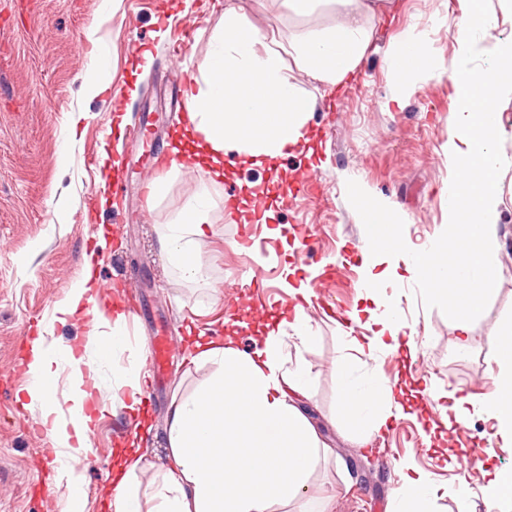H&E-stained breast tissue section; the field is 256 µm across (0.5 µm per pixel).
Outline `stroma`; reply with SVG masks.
Returning a JSON list of instances; mask_svg holds the SVG:
<instances>
[{
    "mask_svg": "<svg viewBox=\"0 0 512 512\" xmlns=\"http://www.w3.org/2000/svg\"><path fill=\"white\" fill-rule=\"evenodd\" d=\"M213 0H0V512H61L62 499L41 497L54 473L41 463L47 448L38 408L27 405L30 378L23 365L27 334L52 326L61 343L80 345L98 335L76 319L51 325L55 303L97 252L98 277L111 284L113 312L127 314L129 348L124 361L156 327H165L163 375L145 391L149 431L138 432L129 414L108 415L91 439V450L75 466L91 512L116 470V454L138 439L140 447L163 445L167 408L207 379L210 367L192 363L199 336L219 329L241 349L253 352L271 313H294L298 298L289 285L306 276L301 240L313 237L322 261L316 288L304 312L318 342L300 357L311 373L308 412L323 430L334 458L320 464L311 491L330 499L331 512H399L402 476L417 473L436 489L432 512H458L457 487L467 479L472 512H483L488 474L512 471V453L501 450L494 421L473 412L469 425L456 424L453 397H480L497 371L490 333L512 325V167L498 181L502 198L497 222L500 248L497 283L485 311L471 324L475 342L467 354L454 350V321L426 307L404 268L382 266L378 277L386 302L404 322L395 347L368 359L353 347L376 327L361 250L366 233L346 194L355 180L386 201L404 221V236L423 245L447 221L451 172L445 146L457 104L449 79L457 54L459 0H395L393 14L367 20L371 46L355 78L335 91L295 73L316 100L308 147L294 148L273 164H255L232 154L225 176L208 169L144 166L146 144L119 139L120 120L149 116L163 143L176 137L181 121L161 109V88L182 75L198 74L213 31L223 18ZM248 20L288 42L312 28L334 25L326 8L307 18L288 13L281 0H222ZM98 25V43L87 31ZM191 30L183 45V30ZM425 41L437 67L435 77L416 85L394 104L398 89L387 65L391 44L404 33ZM151 64H144L143 52ZM104 69L122 91L113 112L111 91L88 96L86 77ZM119 149L121 170L145 182L161 178V194L139 203L100 202L99 179H113L106 150ZM314 178L312 193L291 196L294 178ZM276 187L279 198L270 224H243L227 206V191ZM212 199L210 226L202 248L206 278L189 282L169 265L158 236L184 202L200 190ZM268 239L267 248L242 255L245 234ZM266 278L257 298L238 292L253 271ZM358 314L349 324L336 310ZM351 362L357 377L370 369L393 382L400 411L389 428L361 439L339 430L338 359Z\"/></svg>",
    "mask_w": 512,
    "mask_h": 512,
    "instance_id": "35a3bbf8",
    "label": "stroma"
}]
</instances>
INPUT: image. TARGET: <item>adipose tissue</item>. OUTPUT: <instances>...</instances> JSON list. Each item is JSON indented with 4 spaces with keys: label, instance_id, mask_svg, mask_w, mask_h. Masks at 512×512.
I'll use <instances>...</instances> for the list:
<instances>
[{
    "label": "adipose tissue",
    "instance_id": "1",
    "mask_svg": "<svg viewBox=\"0 0 512 512\" xmlns=\"http://www.w3.org/2000/svg\"><path fill=\"white\" fill-rule=\"evenodd\" d=\"M298 17L320 5L336 9L333 26L304 32L284 44L251 23L236 8L224 11L212 36L211 50L194 82L188 112L194 143L183 157L185 167H214L235 152L252 160L276 157L304 141L314 100L288 74V66L330 87L347 83L370 47L364 21L390 8L392 0H282ZM389 68L400 95L435 75L426 45L403 37L391 47ZM208 191L188 199L164 226L159 242L170 265L188 281L203 276L200 260L211 209ZM96 253L84 259V270L54 306L52 323L76 318L97 300L99 285L92 270ZM124 315L113 321L112 334L93 353L75 355L73 347L45 336L34 337L26 357L31 384L30 405L39 407L46 438L64 457L58 481L83 483L72 462L87 455L96 429L99 404L93 391L112 390V408L140 409L144 375L141 366H123L126 349ZM498 372L478 405L495 421L502 449L512 448V331L489 338ZM316 342L304 311L288 329L261 336L253 353L242 352L233 339L215 333L197 344L193 359L210 364L212 375L189 395L173 398L165 425L163 464L148 460L142 449L125 456L112 483L114 512H280L299 502L300 512H328L310 495L312 475L331 450L300 405L311 388L310 371L292 362L291 350H309ZM341 377L340 428L362 437L385 427L392 390L379 373L368 385L352 377L348 362L336 363ZM70 391L61 409L49 385Z\"/></svg>",
    "mask_w": 512,
    "mask_h": 512
}]
</instances>
